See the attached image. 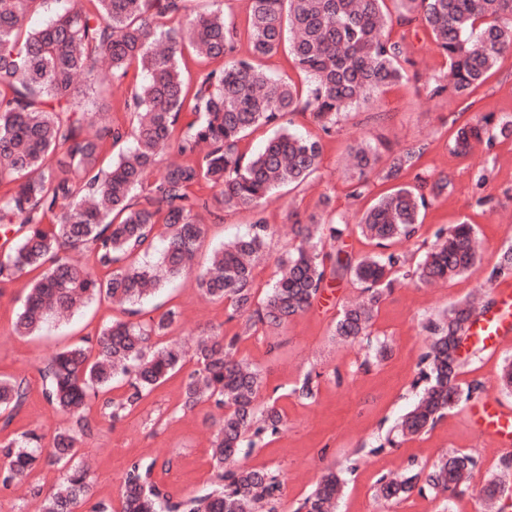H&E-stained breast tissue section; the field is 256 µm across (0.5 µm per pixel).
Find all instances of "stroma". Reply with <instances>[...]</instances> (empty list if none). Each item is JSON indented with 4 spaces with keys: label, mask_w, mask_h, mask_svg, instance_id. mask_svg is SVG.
Returning a JSON list of instances; mask_svg holds the SVG:
<instances>
[{
    "label": "stroma",
    "mask_w": 512,
    "mask_h": 512,
    "mask_svg": "<svg viewBox=\"0 0 512 512\" xmlns=\"http://www.w3.org/2000/svg\"><path fill=\"white\" fill-rule=\"evenodd\" d=\"M407 35L415 60L411 75L385 87L369 105L349 112L332 136L323 137L321 164L310 187H287L269 199L265 217L276 233L266 263L255 271L256 284L267 287L277 258L292 243L290 210L303 217L320 213V199L326 195L335 212L352 222L386 191V184L373 178L363 196L349 195L348 153L358 143L376 139L396 151L425 144V153L414 168L402 174V182L427 188L441 177L450 180L448 190L430 198L417 234L395 244L406 268L422 261L439 229L463 222L474 225L482 259L461 277L445 283L422 285L406 280L396 284L380 303L370 336L355 344L343 345L333 337L341 307L362 297L360 287L347 278L279 334L261 330L239 343L237 357L250 360L264 376L262 401H275L284 416L279 434L242 449L239 456L242 464L278 473L282 483L278 512H293L329 466L341 469L345 481L336 512H486L479 496L484 479L499 469L503 458L512 456V447H501L471 426L465 404L425 434L393 447L384 443L388 431L414 401L412 384L419 377L420 360L429 343L427 320L474 292L490 291L492 268L512 249V137L478 144L467 156L453 150L459 127L482 122L487 116L497 124L512 120V52L501 55L486 80L469 95L447 93L433 98L428 86L447 74L448 61L420 24H413ZM135 83L130 76L122 85L97 88L88 97L95 100L107 121L125 125L129 122L125 101ZM248 224V214L233 209L210 217L201 255L244 232ZM34 279L30 272L0 284V376L23 377L29 384L26 403L10 426L0 429V443L29 430L49 436L70 426V418L44 399L41 368L55 352L95 338L104 325L126 317L121 307L101 300L69 321L49 322L38 335H15L12 321ZM171 308L180 314L172 337L187 346L201 333L231 334L240 326L239 320L230 319L225 303L202 295L191 274L142 303L140 317L146 320ZM382 342L388 347L386 358L366 364L371 348ZM507 358L512 359V338L494 351L471 349L462 359L460 383L481 384V398L495 399L512 409V393L503 391L497 380ZM310 371L318 375L315 394L299 398L293 390ZM181 386V376L172 377L114 424L103 419L99 403L85 410L94 431L80 455L90 463L93 503L105 505L108 512H121L124 476L130 463L138 459H176L172 470L157 469L152 475L173 498L199 494L213 486L209 439L211 423L221 413L206 403L181 413ZM452 451L470 454L477 461L471 486L463 495L450 499L426 489L399 501L376 497L380 478L419 470ZM63 476L60 467L43 465L25 482L0 486V512H40V496H33L31 487L49 493Z\"/></svg>",
    "instance_id": "obj_1"
}]
</instances>
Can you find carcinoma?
Segmentation results:
<instances>
[{"label":"carcinoma","mask_w":512,"mask_h":512,"mask_svg":"<svg viewBox=\"0 0 512 512\" xmlns=\"http://www.w3.org/2000/svg\"><path fill=\"white\" fill-rule=\"evenodd\" d=\"M188 0H54L56 8L42 28L30 30L26 16L47 0H0V282L41 270L12 323L20 335L39 333L48 320H67L97 299L125 308L131 319L105 326L95 338L57 353L43 370L44 397L75 419L50 440L35 432L0 444V484L26 477L34 465L66 467V477L41 505V512H78L93 495L87 470L74 462L92 427L85 407L126 378L127 390L102 402V416L126 417L153 390L179 372L183 350L169 338L179 313L169 309L148 321L134 319L144 298L169 281L197 270L198 288L232 306L241 320L231 337L221 333L198 340L191 355L194 370L183 381L181 411L210 403L224 410L211 440L217 482L207 492L173 500L151 481L157 461L135 460L122 490V512H274L280 481L273 472L242 466L243 439L249 445L278 434L283 417L274 406L259 408L261 371L232 351L258 327L277 330L309 309L331 282L348 277L368 293L363 303L342 307L334 336L353 343L368 333L375 307L386 291L406 278L392 243L413 237L421 226L427 194L396 186L367 209L355 225L328 213L296 219L295 244L277 259L266 298L257 301L254 260L274 231L264 217L269 195L282 186H301L319 169L322 136L281 132L258 152L240 143L259 126L291 122L308 114L323 136L341 118L370 103L382 88L402 80L415 66L407 32H386L419 22L448 59L453 82H436L431 96H466L480 84L499 57L512 51V0H249L245 33L249 53L238 54L239 30L224 20L222 7L189 12ZM179 26H173L174 21ZM288 47L293 68L306 88L275 79L256 60ZM224 66L198 76L186 87L185 52ZM139 83L125 101L131 125L99 121L86 107L87 92L109 82L121 84L130 69ZM193 119L184 121V113ZM484 123L457 130L454 150L468 152L471 141L488 132ZM131 138L132 146L108 164L102 143ZM182 157L156 176L159 150ZM425 145L392 152L379 169L378 147L360 143L351 150L358 179L349 195L358 198L373 174L397 180L411 169ZM214 190L205 195L202 189ZM231 208L251 215L249 229L214 249L205 264L194 259L207 225L201 212ZM357 231L376 251L354 258L338 247L324 250ZM92 251L90 270L63 254ZM479 260L470 224L441 228L436 242L414 271L417 281L452 280ZM473 307L462 301L437 322L428 321L431 339L421 358L425 385L413 408L397 426V437L413 438L471 399L476 388L462 389V364L451 349L460 344L461 323ZM26 399L25 382L0 377V414L9 424ZM475 458L453 451L429 468L399 478H381L377 496L400 500L418 484L453 497L468 487ZM512 458L490 474L479 494L493 507L509 491ZM344 483L334 469L321 476L295 512H335Z\"/></svg>","instance_id":"cac0c4a2"}]
</instances>
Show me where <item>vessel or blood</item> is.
<instances>
[{"instance_id":"vessel-or-blood-1","label":"vessel or blood","mask_w":512,"mask_h":512,"mask_svg":"<svg viewBox=\"0 0 512 512\" xmlns=\"http://www.w3.org/2000/svg\"><path fill=\"white\" fill-rule=\"evenodd\" d=\"M474 313L469 329V339L478 347L491 350L500 340L512 334V284L496 287L493 302L476 297ZM470 419L477 430L485 436L498 440L503 446L512 445V410L493 400H484L474 405Z\"/></svg>"}]
</instances>
